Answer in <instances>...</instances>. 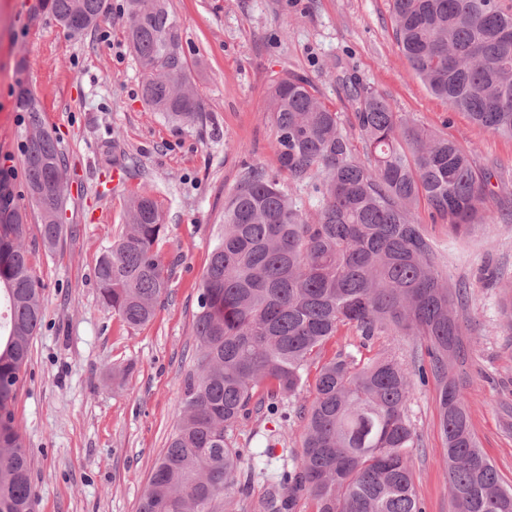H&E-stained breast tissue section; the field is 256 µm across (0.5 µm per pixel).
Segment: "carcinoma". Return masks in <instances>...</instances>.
<instances>
[{"label":"carcinoma","instance_id":"carcinoma-1","mask_svg":"<svg viewBox=\"0 0 512 512\" xmlns=\"http://www.w3.org/2000/svg\"><path fill=\"white\" fill-rule=\"evenodd\" d=\"M64 28L95 24L102 0H45ZM397 43L412 72L448 106L478 126L512 139V13L497 0H391ZM127 40L142 77V96L174 122L203 120L204 108L183 58L180 28L167 0H128ZM355 128L364 159L353 152L342 115L319 97L312 80L274 81L270 112L274 147L293 187L312 185L311 215L279 180L259 167L242 174L224 204V225L203 273L194 336L198 354L183 381L182 415L140 499L139 512H293L297 495L315 512H425L410 465L418 435L407 413L415 381L432 376L447 445L453 512H512L506 486L478 448L463 386L454 368L464 331L459 311L468 291L448 284L442 256L417 215L459 234L495 224L484 209L491 174L445 135L395 112L389 99L349 78ZM27 113L23 168L29 202L45 246L64 225L56 216L66 167L57 138L43 125L38 100L20 90ZM24 216L0 174V512H32L31 461L13 405L42 321L37 281L23 244ZM164 232L153 194L129 203L122 236L95 267L102 304L129 327L148 323L167 293L157 249ZM343 326L366 342L416 337L428 364L387 351L367 361L339 352L324 362L310 405L300 408L302 451L279 484L251 499L243 449L227 441L258 406L276 414L299 395L308 363Z\"/></svg>","mask_w":512,"mask_h":512}]
</instances>
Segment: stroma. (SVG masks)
<instances>
[{
  "mask_svg": "<svg viewBox=\"0 0 512 512\" xmlns=\"http://www.w3.org/2000/svg\"><path fill=\"white\" fill-rule=\"evenodd\" d=\"M181 52L207 121L173 124L144 102L126 41L127 0H102L98 23L69 33L41 0H0V167L12 169L26 208L24 242L43 309L31 360L14 402L31 458L34 512H138L155 463L181 414L182 386L197 353L194 322L202 275L222 228L224 202L247 167L287 180L273 143V80L312 78L321 99L354 123L342 82L355 75L385 93L397 112L447 135L491 175L489 213L512 200V141L474 124L431 95L411 72L394 35L390 0H169ZM38 99L66 159L63 222L76 228L52 249L29 206L22 165L26 116L20 86ZM150 188L165 230L159 241L166 295L146 325L127 327L103 306L94 279L100 253L122 234L130 197ZM424 231L451 282H464V362L459 368L479 447L512 484V217L495 231L456 237L420 208ZM393 349L424 356L417 338L362 343L340 329L315 356L297 397L313 398L321 365L337 351L367 359ZM127 374L113 379V370ZM410 417L415 487L426 512H452L446 444L435 381L416 385ZM299 419L251 411L229 431L254 471V496L278 472L279 450L301 449Z\"/></svg>",
  "mask_w": 512,
  "mask_h": 512,
  "instance_id": "35a3bbf8",
  "label": "stroma"
}]
</instances>
